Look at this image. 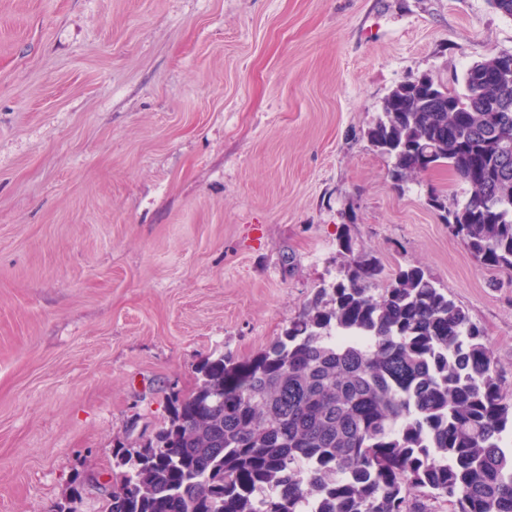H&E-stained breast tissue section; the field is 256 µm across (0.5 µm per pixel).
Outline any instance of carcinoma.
<instances>
[{"mask_svg":"<svg viewBox=\"0 0 512 512\" xmlns=\"http://www.w3.org/2000/svg\"><path fill=\"white\" fill-rule=\"evenodd\" d=\"M470 66L463 90L425 76L384 99L368 131L397 186L435 168L467 186L429 205L481 263L512 271V66ZM268 347L196 368L168 422L112 452L105 512H512V403L482 332L419 267L380 292L359 258ZM338 336L355 341L339 344Z\"/></svg>","mask_w":512,"mask_h":512,"instance_id":"cac0c4a2","label":"carcinoma"}]
</instances>
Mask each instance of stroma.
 Wrapping results in <instances>:
<instances>
[{
  "label": "stroma",
  "instance_id": "stroma-1",
  "mask_svg": "<svg viewBox=\"0 0 512 512\" xmlns=\"http://www.w3.org/2000/svg\"><path fill=\"white\" fill-rule=\"evenodd\" d=\"M502 52L490 0H0V512H103L113 448L352 254L445 288L512 402V272L427 206L451 170L395 187L368 138Z\"/></svg>",
  "mask_w": 512,
  "mask_h": 512
}]
</instances>
